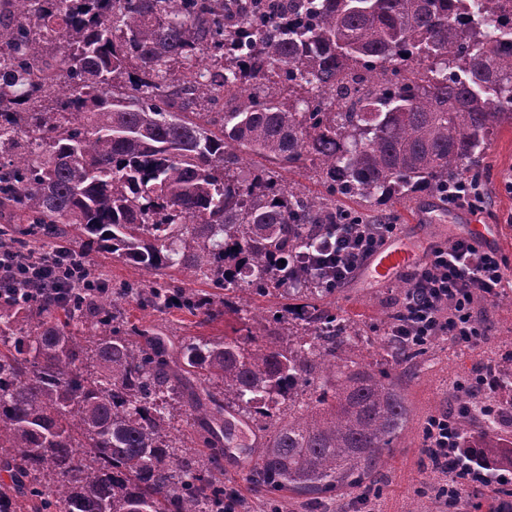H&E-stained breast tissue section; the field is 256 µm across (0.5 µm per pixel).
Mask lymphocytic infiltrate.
Instances as JSON below:
<instances>
[{
    "instance_id": "lymphocytic-infiltrate-1",
    "label": "lymphocytic infiltrate",
    "mask_w": 512,
    "mask_h": 512,
    "mask_svg": "<svg viewBox=\"0 0 512 512\" xmlns=\"http://www.w3.org/2000/svg\"><path fill=\"white\" fill-rule=\"evenodd\" d=\"M399 232L393 222L367 225L365 230L340 229L328 257L336 266V283L344 285L366 262ZM497 249L469 237L432 247L426 260L409 271L402 306L404 316L387 329L397 344L414 340L427 343L437 336L474 345L485 329L472 315L476 300L498 298L507 285L511 265ZM452 413L432 416L424 428L426 453L434 469L449 473L448 484L438 496L457 503L463 490L486 481L480 469L460 461L459 440Z\"/></svg>"
}]
</instances>
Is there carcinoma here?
Segmentation results:
<instances>
[{
  "label": "carcinoma",
  "instance_id": "obj_1",
  "mask_svg": "<svg viewBox=\"0 0 512 512\" xmlns=\"http://www.w3.org/2000/svg\"><path fill=\"white\" fill-rule=\"evenodd\" d=\"M23 0L0 12V247L22 253L0 296V512H224L219 459L260 416L258 492L316 506L363 485L409 418L390 375L347 356L346 328L314 255L367 204L480 175L493 129L512 125V0ZM224 65V111L200 88ZM44 134L38 149L21 137ZM311 168L312 196L280 170ZM108 253L151 280L99 292L97 268L43 301L27 268ZM169 269L224 291L161 280ZM287 287L300 303L262 343L199 338L169 349L127 327L120 302L212 318L214 302ZM87 323L83 339L71 326ZM191 386L202 459L167 404ZM288 411L275 412L282 403ZM471 464L512 470L491 398Z\"/></svg>",
  "mask_w": 512,
  "mask_h": 512
}]
</instances>
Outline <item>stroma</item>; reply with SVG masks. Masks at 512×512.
<instances>
[{
  "instance_id": "stroma-1",
  "label": "stroma",
  "mask_w": 512,
  "mask_h": 512,
  "mask_svg": "<svg viewBox=\"0 0 512 512\" xmlns=\"http://www.w3.org/2000/svg\"><path fill=\"white\" fill-rule=\"evenodd\" d=\"M512 180V126L499 127L482 162V183L486 192L485 209L478 223L498 228L489 238L490 246L512 261V192L505 189ZM371 216L390 217L399 224V235L410 238L421 232L437 243L468 235L467 225L452 220L441 203L420 193L410 200H392L370 210ZM407 284L402 275L391 280L371 279L364 272L324 298V306L335 309L343 320L362 329L363 339L350 342L352 360L372 368L388 366L386 335L389 314L397 310ZM287 296H245L240 307L222 308L216 319L192 316L179 310L150 313L135 303H123L126 319L132 324L154 326L172 347L196 336L212 339L222 336L263 334L260 321L269 308H281ZM475 319L487 334L481 344L463 346L447 336H439L413 362L393 368L409 408V420L393 448L382 456L366 487L337 493L324 501L318 512H498L507 489L497 483L477 485L462 493L459 507L444 505L433 489L444 479L434 471L425 453L422 436L426 419L433 414L458 412L461 402L456 384L484 373L492 365L512 356V287L497 299L479 302L473 308Z\"/></svg>"
}]
</instances>
